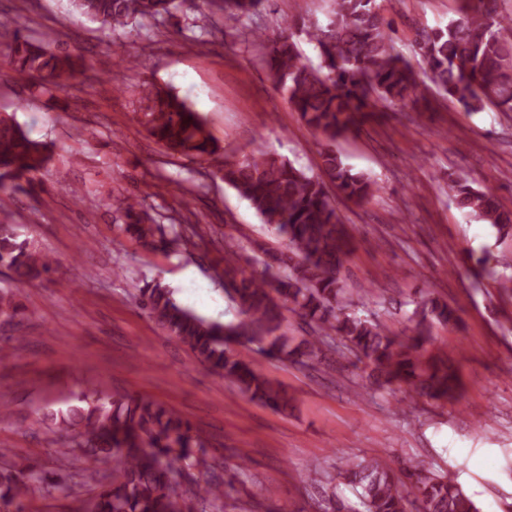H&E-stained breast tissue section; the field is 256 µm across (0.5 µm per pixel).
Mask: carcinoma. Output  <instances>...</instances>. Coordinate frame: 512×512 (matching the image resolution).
Segmentation results:
<instances>
[{
	"instance_id": "obj_1",
	"label": "carcinoma",
	"mask_w": 512,
	"mask_h": 512,
	"mask_svg": "<svg viewBox=\"0 0 512 512\" xmlns=\"http://www.w3.org/2000/svg\"><path fill=\"white\" fill-rule=\"evenodd\" d=\"M273 0H201L202 17L216 24L236 25L260 4ZM328 22L299 25L290 17L279 32L257 34L265 52L262 60L278 90L304 123L323 141L321 174L309 173L290 161L262 153L226 160L219 167L224 183L234 188L260 215L282 250L262 249L263 272L257 277L242 269L236 252L225 250L217 277L232 294L237 322L222 325L204 320L182 307L160 283L135 289L141 308L168 336L184 345L195 360L229 381L250 400L275 411L288 409L292 397L275 381L231 353L236 340L270 354L295 356L309 365L319 360L326 339L339 337L356 361L370 368L379 389L397 388L409 397L437 402L457 398L462 381L448 360L432 353L428 323L456 322V310L437 298L424 296L414 311L415 334L406 340L389 334L376 320L362 317L343 303L345 288L339 273L351 250L342 219L327 192L330 180L345 199L367 202L376 182L345 164L334 144L359 131L388 108L426 100L421 86L456 100L468 112L489 104L512 115V16L499 10L498 0H459L456 17L447 24L417 30L411 52L425 65L421 78L399 52L388 31L378 0H333ZM87 19L114 32L153 18L170 24L172 33L193 31L182 26L178 13L186 0H73ZM305 35L318 52L319 64L300 60L296 37ZM56 38L13 32L9 60L13 78L32 81L48 92L64 90L84 68L81 56L55 49ZM145 126L151 137L174 154L209 162L219 152L203 118L187 100L172 91L146 85ZM51 161L46 142L34 139L8 112L0 113V193L34 189ZM448 197L456 205L496 230L512 237V211L498 204L489 188L448 178ZM117 212L122 232L143 248L166 250L186 245L198 235L177 233L168 239L160 225L126 196ZM54 259L26 241H17L11 225L0 224V265L18 284L41 280L53 272ZM480 275L512 298V274L476 259ZM289 302L309 322L311 334L297 346L282 332L280 303ZM20 313L17 293L0 289V318ZM72 448L93 459H112V477L86 501L84 512H221L224 481L198 483L181 489L193 469L213 470L207 442L182 416L166 405L134 396H85L82 404L51 415ZM358 495L362 512H410V487L419 502L417 512H479L453 474L436 470L423 459L407 458L392 466L381 457L356 459L341 474ZM48 486L59 496L73 494L71 478L50 477L34 465L0 472V507L26 512L32 489Z\"/></svg>"
}]
</instances>
